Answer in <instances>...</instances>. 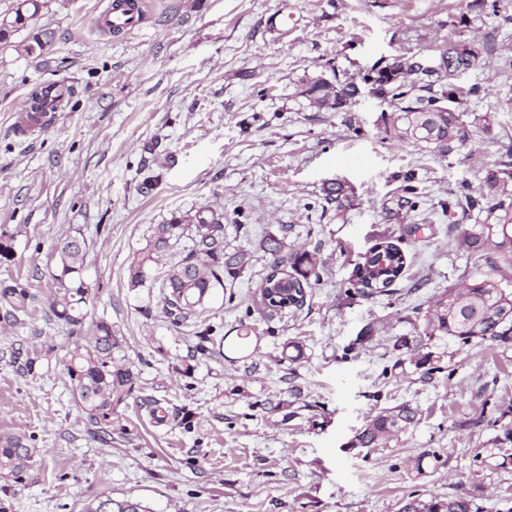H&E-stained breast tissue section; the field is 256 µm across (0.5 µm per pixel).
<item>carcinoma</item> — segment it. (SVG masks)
Masks as SVG:
<instances>
[{
  "label": "carcinoma",
  "instance_id": "1",
  "mask_svg": "<svg viewBox=\"0 0 512 512\" xmlns=\"http://www.w3.org/2000/svg\"><path fill=\"white\" fill-rule=\"evenodd\" d=\"M43 4L41 0H17L14 15L0 20V43L35 20ZM468 23L462 15L459 23H451L448 34L431 43L426 49H406L388 64L390 72L380 81L375 92L387 102L391 117L388 131L401 140L410 141L440 155H450L471 141L472 128L491 129L489 114L474 115V121L461 119L462 107L474 88H466L459 79L481 67L484 57L495 51L492 38L482 42L464 36L459 26ZM54 40V32L40 28L22 41L20 47L28 56L42 55ZM358 93L352 80L339 81L324 72L306 74L299 79L295 97L317 112L343 111ZM504 157L486 168L479 178V196L460 190L455 205L472 210L480 208L485 214L481 224H457L456 236L475 251L494 250L512 269V145H502ZM324 200L342 207L345 189L336 182L323 187ZM191 232L192 248L177 264L156 272L170 241ZM382 252L392 258L389 271L379 268V255L368 253L364 266L358 268L361 292L368 295L389 293V286L401 275L404 256L397 245L381 242ZM262 247L274 257L272 272L260 288H269L277 281L294 291L290 301L300 297L305 301L306 288L319 273L314 258L307 252L286 251L284 239L268 237ZM57 257L52 273V289L48 308L51 314L69 327L71 335L67 375L75 387L77 404L87 415L89 433L101 444H112V416L134 391L138 373L127 363L112 360V350L120 347L119 337L112 334V323L101 319L85 325L84 308L93 301L96 289L86 276L85 240L77 236L59 239L53 246ZM247 262L246 253L224 252V213L211 207H201L193 214L174 215L166 224H159L152 240L129 266L128 281L132 289L144 286L146 280L161 281L164 312L171 322L193 327L197 339L196 351L216 358L224 357V337L213 335L214 329L205 325V314L214 294L224 288V271L241 269ZM33 295L20 284L0 288V319L9 326L24 324L30 315ZM422 334L427 340L436 336L448 337L459 345H512V292L492 279H474L460 288L446 290L426 315ZM54 352L22 355L12 353L13 363L21 375L33 376L42 367V360ZM417 411L404 403L383 408L371 416L352 441L354 448H377L413 425ZM465 429L493 430L486 444L483 461L493 460L499 467L512 464V405L495 419L485 416V404L473 405V415L460 421ZM35 436H0V486L5 497L0 498V512H9L6 494L7 481L16 483L28 475L36 453ZM86 512H144L137 502L115 501L103 495L91 501ZM398 512H478L472 496L460 493L447 499L433 496L427 500L409 498Z\"/></svg>",
  "mask_w": 512,
  "mask_h": 512
}]
</instances>
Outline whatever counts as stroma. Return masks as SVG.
<instances>
[{
  "mask_svg": "<svg viewBox=\"0 0 512 512\" xmlns=\"http://www.w3.org/2000/svg\"><path fill=\"white\" fill-rule=\"evenodd\" d=\"M107 3L44 0L37 24L56 38L39 58L17 47L26 31L0 44V243L11 248L0 288L34 296L26 325L0 330V435L35 436L38 450L29 479L11 486L13 512H84L103 493L147 512H397L411 496L462 492L480 512H512V466L475 460L491 430L459 427L475 398L490 417L512 403V346L419 343L448 287L512 280L497 252H471L453 231L481 214L448 206L449 192L477 191L512 137V0H147L128 37L88 30ZM463 14L466 37L496 43L462 78L474 90L464 118L494 122L459 152L387 137L388 105L368 90L344 112L294 96L304 74L332 65L363 77ZM61 79L76 94L19 136L29 90ZM410 171L414 203L400 190ZM336 181L348 194L340 209L323 200ZM204 206L224 213L225 252L248 255L211 304L225 336L218 362L194 356L157 282L128 286L156 225ZM66 234L87 243L89 319L111 322L114 359L138 373L108 446L87 431L64 367L68 331L48 309L52 246ZM270 235L320 271L300 309L275 315L259 303ZM385 238L405 268L388 294H360L355 270ZM291 339L306 348L296 363ZM44 344L55 347L48 367L18 374L11 352ZM403 403L416 424L386 446L351 447L369 416Z\"/></svg>",
  "mask_w": 512,
  "mask_h": 512,
  "instance_id": "obj_1",
  "label": "stroma"
}]
</instances>
